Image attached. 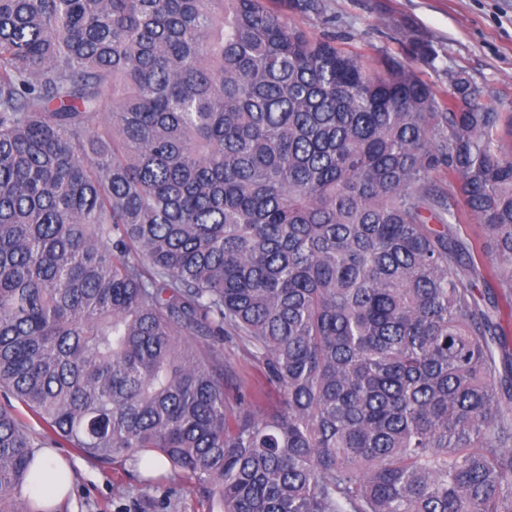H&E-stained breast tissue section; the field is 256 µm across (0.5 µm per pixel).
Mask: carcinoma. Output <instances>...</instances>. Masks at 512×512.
<instances>
[{
  "mask_svg": "<svg viewBox=\"0 0 512 512\" xmlns=\"http://www.w3.org/2000/svg\"><path fill=\"white\" fill-rule=\"evenodd\" d=\"M451 83L275 0H0V512L63 442L220 512H512V152ZM456 202H457V207H458V211H459V215H460V219H461V224L456 225L457 232L461 237L470 240L471 243L473 244L474 248L477 247L478 253L480 255L479 245H480L481 239H482L481 228L478 224H474V223H472V221H469L468 216L466 214V209L462 203V198L459 194L456 195ZM475 255H476V259H477V262L480 267H481L480 261L483 263V265L488 264L487 263L488 261L486 259H484L481 255H480V260L477 256L476 252H475ZM223 352L224 360L228 361L240 376L251 381L256 380L258 366L246 347L235 340L226 339L224 340Z\"/></svg>",
  "mask_w": 512,
  "mask_h": 512,
  "instance_id": "obj_1",
  "label": "carcinoma"
}]
</instances>
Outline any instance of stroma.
Segmentation results:
<instances>
[{
	"label": "stroma",
	"instance_id": "obj_1",
	"mask_svg": "<svg viewBox=\"0 0 512 512\" xmlns=\"http://www.w3.org/2000/svg\"><path fill=\"white\" fill-rule=\"evenodd\" d=\"M322 12H290L315 37L327 19L349 48L370 58L407 59L412 40L431 41L434 65L415 61L422 77L441 94L450 75L469 77L474 101L512 113V0H322ZM73 470L72 489L52 512H214L216 505L183 489L182 471L164 467L146 474L132 461L98 462L61 445Z\"/></svg>",
	"mask_w": 512,
	"mask_h": 512
}]
</instances>
